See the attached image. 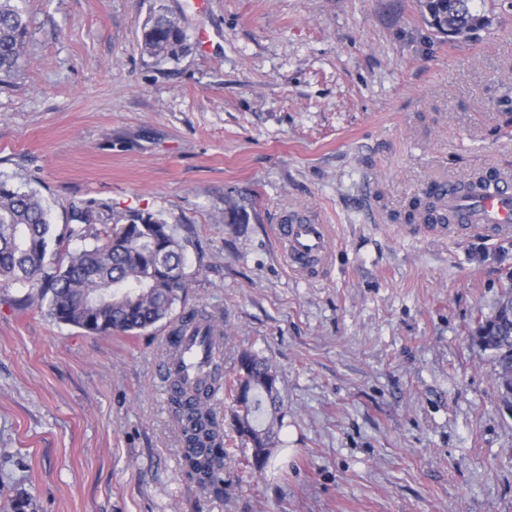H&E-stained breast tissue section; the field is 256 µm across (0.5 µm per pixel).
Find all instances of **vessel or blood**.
Here are the masks:
<instances>
[{
	"mask_svg": "<svg viewBox=\"0 0 512 512\" xmlns=\"http://www.w3.org/2000/svg\"><path fill=\"white\" fill-rule=\"evenodd\" d=\"M438 191L458 219L453 227L458 235L512 236V173L494 174L489 190L467 198L457 194L451 183L439 185ZM277 235L286 245L288 264L293 270L311 274L327 263L330 245L325 225L293 221L278 225ZM179 346L193 356L194 363L186 368L185 374L188 380H196L206 370L208 354L203 339L186 335L180 338Z\"/></svg>",
	"mask_w": 512,
	"mask_h": 512,
	"instance_id": "b4317fda",
	"label": "vessel or blood"
}]
</instances>
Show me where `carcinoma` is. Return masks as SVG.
<instances>
[{"instance_id":"carcinoma-1","label":"carcinoma","mask_w":512,"mask_h":512,"mask_svg":"<svg viewBox=\"0 0 512 512\" xmlns=\"http://www.w3.org/2000/svg\"><path fill=\"white\" fill-rule=\"evenodd\" d=\"M473 0H421L425 24L438 34L453 32L467 38L489 24L472 8ZM24 0H0V75L9 76L25 59L27 24ZM143 51L158 63L175 60L188 49L180 23L164 12L149 17L142 27ZM104 204L71 205L62 231L51 224L38 194L20 192L0 180V229L11 226L18 235H0V288L27 289L15 299L25 307L37 304L54 321L90 334L137 335L171 317L190 288L185 272L184 246L173 225L150 212L133 211L96 229ZM412 214L427 224H447V208L429 190L411 203ZM90 237L93 243L70 252L64 243ZM214 326L205 313L192 311L179 329ZM472 341L497 361L498 384H512V285L502 294L494 313L478 321ZM277 374L269 362L251 352L238 357L231 380L215 368L193 387L177 374L171 381L170 401L185 445L188 475L203 489L224 494V460L230 426L241 441L248 465L262 470L271 449L279 443L281 405ZM224 388L233 399L229 422L217 421L209 401Z\"/></svg>"}]
</instances>
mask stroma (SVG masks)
I'll use <instances>...</instances> for the list:
<instances>
[{
  "label": "stroma",
  "instance_id": "35a3bbf8",
  "mask_svg": "<svg viewBox=\"0 0 512 512\" xmlns=\"http://www.w3.org/2000/svg\"><path fill=\"white\" fill-rule=\"evenodd\" d=\"M449 38L419 0H27L0 78V179L174 224L187 308L279 374L281 443L227 495L201 489L163 373L172 326L93 335L0 293V512H512V407L472 342L512 283V238L414 230V198L512 172V0ZM191 45L155 63V11ZM240 223H233V216ZM324 224L321 276L277 224Z\"/></svg>",
  "mask_w": 512,
  "mask_h": 512
}]
</instances>
